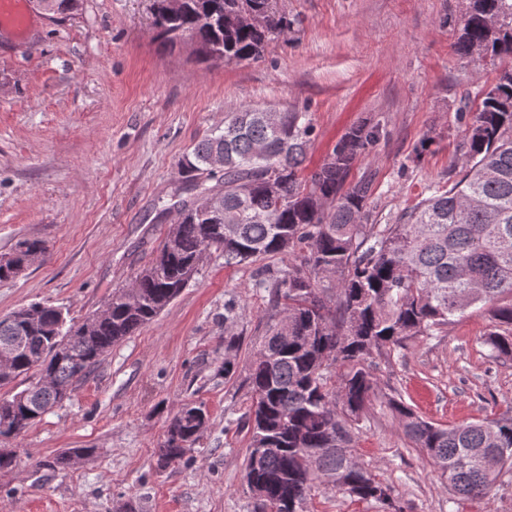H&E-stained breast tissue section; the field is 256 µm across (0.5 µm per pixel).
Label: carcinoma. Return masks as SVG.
Returning a JSON list of instances; mask_svg holds the SVG:
<instances>
[{
  "label": "carcinoma",
  "instance_id": "1",
  "mask_svg": "<svg viewBox=\"0 0 512 512\" xmlns=\"http://www.w3.org/2000/svg\"><path fill=\"white\" fill-rule=\"evenodd\" d=\"M36 2L54 15L79 6V0ZM153 2L158 36L172 45L190 41L205 60L257 61L271 38L288 34L278 0H183L175 14L165 10V0ZM479 49L512 59V0H469L456 50L470 55ZM478 97L475 111L460 114L469 125L455 160L461 178L428 186V195L390 224L377 223L368 207L371 181L347 182L354 164L379 141L380 125L351 127L305 176L308 123L251 108L225 115L224 128L177 162V195L199 180L213 181L203 187L211 205L174 203L176 223L155 261L135 276L136 306L121 288L107 299L110 314L88 326L67 323L59 307L46 303L0 316V346L18 334L24 338L0 386L33 370L52 377L47 387L33 382L0 398V436L26 431L70 398L112 346L180 294L206 251H221L226 266L282 255L288 267H262L255 283L276 296L270 336L249 375L246 467L256 474L257 512L285 500L288 512H307L318 484L403 512L390 488L353 456L352 427L382 391L374 353L433 336L455 317L486 308L492 356L512 361V66ZM215 155L224 158L218 172L209 167ZM19 244L22 257L0 264V280L45 253L39 240ZM387 404L452 494L486 495L512 471V416L443 426L394 396ZM194 409L205 421L174 415L169 426L179 430L181 442L164 440L159 465L181 461L199 440L208 415L200 405Z\"/></svg>",
  "mask_w": 512,
  "mask_h": 512
}]
</instances>
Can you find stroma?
<instances>
[{
	"label": "stroma",
	"mask_w": 512,
	"mask_h": 512,
	"mask_svg": "<svg viewBox=\"0 0 512 512\" xmlns=\"http://www.w3.org/2000/svg\"><path fill=\"white\" fill-rule=\"evenodd\" d=\"M153 0H81L53 21L0 24V255L36 238L45 260L0 282V316L33 302L81 321L156 257L175 217L176 163L245 108L305 114L315 168L352 126L383 134L350 181L371 178L381 223L424 186L460 176L468 137L459 114L512 65L455 49L467 0H280L290 22L256 63L214 64L188 43L158 39ZM278 256L228 266L209 251L180 295L114 345L72 397L27 431L0 438L17 465L0 471V512H255L244 425L254 353L273 301L254 285ZM245 314L224 324V303ZM487 312L456 318L403 354L374 355L375 373L424 419L442 425L512 412V361H496ZM234 373L225 376V363ZM209 421L178 463L156 450L185 403ZM85 449L70 468L54 458ZM353 453L405 512H512V474L478 498L452 495L412 447L384 398L357 426ZM310 512H384L372 500L316 486Z\"/></svg>",
	"instance_id": "35a3bbf8"
}]
</instances>
